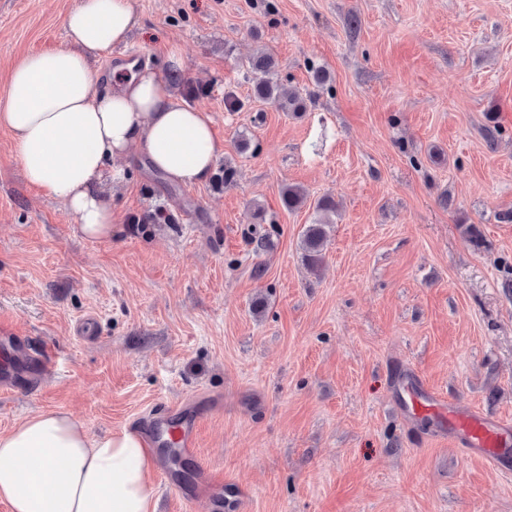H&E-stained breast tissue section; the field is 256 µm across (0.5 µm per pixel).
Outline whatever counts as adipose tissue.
<instances>
[{"label":"adipose tissue","mask_w":512,"mask_h":512,"mask_svg":"<svg viewBox=\"0 0 512 512\" xmlns=\"http://www.w3.org/2000/svg\"><path fill=\"white\" fill-rule=\"evenodd\" d=\"M132 0H76L68 45L20 58L0 99L27 180L63 200L81 233L112 232L104 173L114 158L146 160L170 182H205L224 148L208 112L184 104L147 66L101 79L93 64L126 43ZM154 458L125 428L91 437L65 412H39L0 433V501L11 512H154Z\"/></svg>","instance_id":"ef3b65f1"}]
</instances>
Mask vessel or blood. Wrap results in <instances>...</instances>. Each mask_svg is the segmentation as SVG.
Wrapping results in <instances>:
<instances>
[{"mask_svg": "<svg viewBox=\"0 0 512 512\" xmlns=\"http://www.w3.org/2000/svg\"><path fill=\"white\" fill-rule=\"evenodd\" d=\"M54 370L53 362L43 355L25 351L22 341L14 336L9 326L0 327V391L7 393L16 389L19 378L25 375L42 377ZM407 388L414 394L413 413L433 415L456 448L469 456H479L495 464L501 462L504 447L512 444L511 421L488 416L471 405L448 402L426 389L415 375L408 377ZM167 409L166 416L149 424L145 433L148 447L161 455L171 448L196 453L203 414L187 410L182 402L168 404ZM202 480V495L211 506H219L228 498L238 510L243 507L245 492L241 487L228 486L216 472L203 474Z\"/></svg>", "mask_w": 512, "mask_h": 512, "instance_id": "1", "label": "vessel or blood"}]
</instances>
